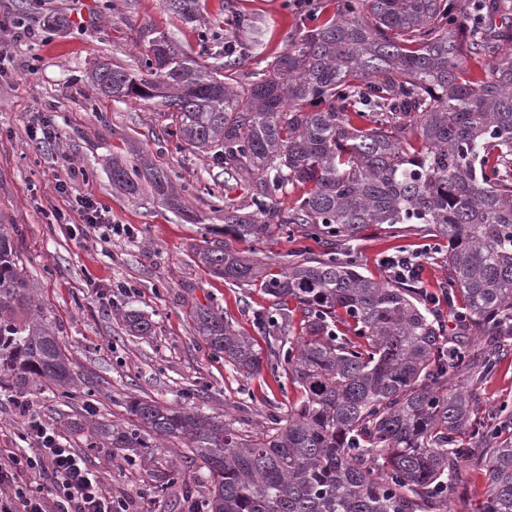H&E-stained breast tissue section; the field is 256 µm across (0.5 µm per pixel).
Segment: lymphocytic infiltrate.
Listing matches in <instances>:
<instances>
[{"instance_id": "obj_1", "label": "lymphocytic infiltrate", "mask_w": 512, "mask_h": 512, "mask_svg": "<svg viewBox=\"0 0 512 512\" xmlns=\"http://www.w3.org/2000/svg\"><path fill=\"white\" fill-rule=\"evenodd\" d=\"M21 439L0 449V512H129L66 440L33 420Z\"/></svg>"}]
</instances>
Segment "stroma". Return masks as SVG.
<instances>
[{
	"label": "stroma",
	"mask_w": 512,
	"mask_h": 512,
	"mask_svg": "<svg viewBox=\"0 0 512 512\" xmlns=\"http://www.w3.org/2000/svg\"><path fill=\"white\" fill-rule=\"evenodd\" d=\"M29 2L0 0V12L21 20L14 36L0 40V222L18 225L19 267L39 314L57 328L74 371L93 383L84 403H65L49 391L29 394V413L87 453L104 487L130 496L134 512H173L180 488L156 492L142 461L129 464L108 449L87 448L72 424L127 418L133 397L198 408L253 429L268 425L270 415L287 416L299 390L266 369L249 378L236 373L211 354L191 314L214 307L236 333L263 349L272 339L300 335L302 311H278L261 288L213 277L196 249L207 240L281 268L299 249L315 255L324 249L288 232L259 240L225 234L222 209L228 202L245 206L253 178L228 175L178 143L160 107L93 94L89 75L100 61L140 67L149 40L160 34L189 54L205 40L222 44L233 12L251 17L259 28L261 44L245 65L246 71H258L285 51L299 22L286 0H199L192 23L162 0H45L38 11ZM45 118L54 137L39 146L28 131ZM144 161L168 172L188 215L163 204L150 186L128 195L113 185V163L131 167ZM69 172L73 193L91 196L110 223L127 226V234L101 237L55 194V177ZM58 210L65 223H56ZM354 247L360 272L377 280L387 276L381 257L398 250L423 252L428 291H438L450 275L447 242L416 224L369 227ZM128 310L151 321L149 335L130 334ZM474 391L481 412L503 406L512 412V356ZM486 484L478 467L463 465L448 512H466L483 500Z\"/></svg>",
	"instance_id": "1"
}]
</instances>
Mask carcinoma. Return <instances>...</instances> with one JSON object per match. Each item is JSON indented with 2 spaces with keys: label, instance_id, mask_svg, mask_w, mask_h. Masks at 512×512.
<instances>
[{
  "label": "carcinoma",
  "instance_id": "carcinoma-1",
  "mask_svg": "<svg viewBox=\"0 0 512 512\" xmlns=\"http://www.w3.org/2000/svg\"><path fill=\"white\" fill-rule=\"evenodd\" d=\"M191 19L197 0H166ZM506 14V0H336L281 55L244 75L246 49L178 50L149 41L146 66L99 62L95 94L160 99L171 134L224 165L256 174L249 212L224 206L241 238L275 229L346 245L373 224H423L448 241V308L482 343L445 348L440 316L410 282L375 280L356 261L306 257L271 272L218 245L196 255L218 278L257 285L303 311L302 335L268 343V358L211 307L195 310L200 336L243 376L282 369L300 390L288 416L256 431L180 405L135 400V419L89 427V444L121 451L180 442L206 472L209 497L186 472L144 458L155 487L185 488L186 512H415L440 506L460 463L485 470L476 512H512V426L479 416L471 388L512 349V24L471 27L474 8ZM112 182L138 186L112 166ZM300 197L284 204L288 187ZM0 224V384L19 397L55 389L79 402L55 331L36 317L13 236ZM144 336L150 322L124 314Z\"/></svg>",
  "mask_w": 512,
  "mask_h": 512
}]
</instances>
